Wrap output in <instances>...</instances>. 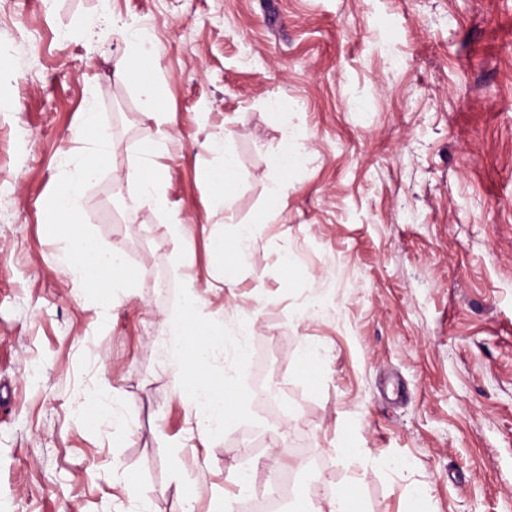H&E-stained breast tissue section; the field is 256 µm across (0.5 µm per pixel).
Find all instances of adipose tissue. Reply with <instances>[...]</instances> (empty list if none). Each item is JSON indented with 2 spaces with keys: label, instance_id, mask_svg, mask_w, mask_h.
Instances as JSON below:
<instances>
[{
  "label": "adipose tissue",
  "instance_id": "ef3b65f1",
  "mask_svg": "<svg viewBox=\"0 0 512 512\" xmlns=\"http://www.w3.org/2000/svg\"><path fill=\"white\" fill-rule=\"evenodd\" d=\"M76 171L67 177L48 208L50 223L77 229L80 224L83 186L95 172L92 165L76 160ZM61 272L75 278L82 277L88 268L99 272L96 282L109 298L125 295L131 285L127 277L126 260L118 251H102L89 238H79L76 246L63 249L58 257ZM206 320L204 304L199 295L186 293L180 309L169 319L170 331L162 343L164 360L173 366L191 365L196 378L182 387L195 410L196 425L200 431L211 432L228 423L240 406L243 394L231 374L212 378L219 349L220 328L204 332Z\"/></svg>",
  "mask_w": 512,
  "mask_h": 512
}]
</instances>
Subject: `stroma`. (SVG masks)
I'll use <instances>...</instances> for the list:
<instances>
[{
  "label": "stroma",
  "instance_id": "stroma-1",
  "mask_svg": "<svg viewBox=\"0 0 512 512\" xmlns=\"http://www.w3.org/2000/svg\"><path fill=\"white\" fill-rule=\"evenodd\" d=\"M110 16L148 31L166 124L117 75L138 51L101 34ZM0 102V512H184L189 494L208 512L266 434L260 487L294 462L254 388L272 373L323 461L300 478L316 506L352 482L362 512H512V0H0ZM89 103L109 156L82 233L128 254L133 284L111 307L93 274L57 270L69 236L47 219L64 157L95 160ZM228 128L221 212L206 144ZM285 148L286 177L268 163ZM142 168L164 207L139 201ZM188 273L225 340L253 323L243 407L209 434L161 348ZM312 300L322 315L299 318ZM103 398L120 421L95 429L81 411ZM233 136L229 130L225 131V150H224V175L222 183L217 190V201L221 206L229 207L234 200V189L239 178L238 166L234 155L226 150V141Z\"/></svg>",
  "mask_w": 512,
  "mask_h": 512
}]
</instances>
